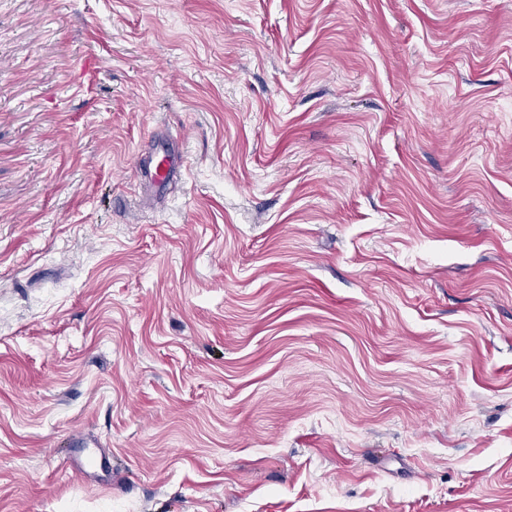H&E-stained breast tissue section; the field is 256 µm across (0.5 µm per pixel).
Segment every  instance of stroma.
Instances as JSON below:
<instances>
[{
  "label": "stroma",
  "mask_w": 512,
  "mask_h": 512,
  "mask_svg": "<svg viewBox=\"0 0 512 512\" xmlns=\"http://www.w3.org/2000/svg\"><path fill=\"white\" fill-rule=\"evenodd\" d=\"M0 512H512V0H0ZM181 159L171 156L169 153H163L152 158L143 168L146 178L156 187H161L176 175L177 168Z\"/></svg>",
  "instance_id": "stroma-1"
}]
</instances>
